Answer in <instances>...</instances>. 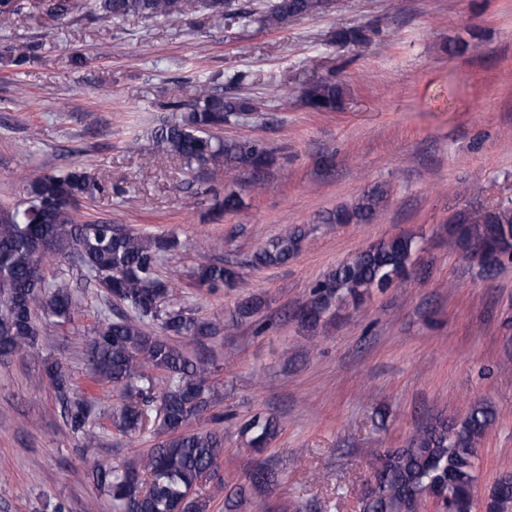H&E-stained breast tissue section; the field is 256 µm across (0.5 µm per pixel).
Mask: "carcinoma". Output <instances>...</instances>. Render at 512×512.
<instances>
[{"label": "carcinoma", "mask_w": 512, "mask_h": 512, "mask_svg": "<svg viewBox=\"0 0 512 512\" xmlns=\"http://www.w3.org/2000/svg\"><path fill=\"white\" fill-rule=\"evenodd\" d=\"M236 0H88L90 9L112 19L160 18L173 13H224ZM46 12L57 20L68 17L73 0H46ZM326 0H275L260 22L278 26L287 19L315 17L327 11ZM367 28L336 25L331 41L362 46ZM31 50L7 46L0 60L19 72L30 64ZM221 76L197 89L189 104L170 105L171 116L151 132L154 151L176 156L189 168L224 157L230 167L261 173L269 152L258 140H225L215 134L233 115L252 110L242 97L219 90ZM306 105L317 112L341 107L343 91L333 81L306 84L300 91ZM102 191L85 168L45 171L26 181V206L0 211V357L10 358L38 346V321L69 320L78 311L63 283L50 284L44 266L58 258L86 270L109 297L121 306L113 317L91 331L87 343L88 373L95 382L110 383L124 400L112 408V427L132 436L150 429L162 437L137 465L115 469L96 464L91 476L99 491L112 500L114 512H208V500L199 493L202 483L218 478L224 453V434L216 429H189L212 406L211 363L189 356L174 339L200 340L218 328L197 317L172 298L173 289L158 274L165 254L178 247L171 236L144 235L114 224L78 223L81 202ZM387 191L376 186L350 209H338L327 224H370L376 219ZM240 195L231 190L214 208L211 218L237 210ZM450 232L474 260L486 243L495 244L502 257L512 259V203H497L464 213ZM300 234L273 238L253 255L257 268L288 263ZM417 252L411 234H400L369 246L338 265L309 289L299 318L317 324L340 302L359 305L364 295L384 290L407 275ZM197 285L214 291L233 286L240 273L212 259L195 269ZM265 304L259 296L239 302L229 313L230 328L253 317ZM157 322L160 333L146 330ZM162 373L159 382L147 373ZM44 376L61 403L70 430L86 447L97 442L92 404L74 387L72 377L57 360L45 359ZM496 419L494 409L473 406L460 420L436 419L420 429L402 448H379L374 453L372 484L361 491L366 512H420L429 501L441 512H467L477 484L475 448ZM276 418L261 413L239 426L250 447L262 452L278 435ZM487 512H512V474H503L489 488Z\"/></svg>", "instance_id": "cac0c4a2"}]
</instances>
